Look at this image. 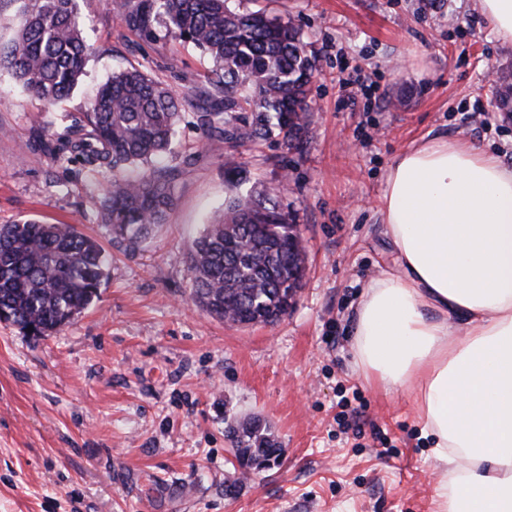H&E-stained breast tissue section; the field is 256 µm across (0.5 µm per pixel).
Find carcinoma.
<instances>
[{
	"label": "carcinoma",
	"mask_w": 512,
	"mask_h": 512,
	"mask_svg": "<svg viewBox=\"0 0 512 512\" xmlns=\"http://www.w3.org/2000/svg\"><path fill=\"white\" fill-rule=\"evenodd\" d=\"M15 37L0 45V64L49 104L67 99L79 82L89 45L78 0H18ZM122 26L144 36L165 19L166 35L191 42L215 63L212 86L224 91V111L198 112L209 134L256 143L272 133L300 149L312 106L309 86L317 55L289 20L262 10L232 9L228 0H118ZM494 98L512 112V78L501 76ZM87 124H72L41 140L54 160H79L110 175L99 205L114 233L130 241L164 223L174 205L173 153L184 120L179 99L145 72L112 74L98 88ZM285 187L238 191L205 225L188 253L192 299L231 324L278 320L293 307L294 273L305 264L295 217L280 203ZM106 256L75 224L24 218L0 224V313L27 335L47 337L99 297ZM240 466L277 458L282 449L253 424L234 430Z\"/></svg>",
	"instance_id": "1"
}]
</instances>
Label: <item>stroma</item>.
<instances>
[{"label":"stroma","mask_w":512,"mask_h":512,"mask_svg":"<svg viewBox=\"0 0 512 512\" xmlns=\"http://www.w3.org/2000/svg\"><path fill=\"white\" fill-rule=\"evenodd\" d=\"M232 5L292 19L317 54L302 149L210 139L192 115L224 104L212 59L121 27L106 0L80 5L93 52L67 100L47 104L0 75V224H75L107 259L98 300L54 335L0 322V512L433 510L446 474L411 397L363 380L355 313L366 285L394 267L376 202L399 151L463 139L512 165V119L489 87L490 75L512 74V43L498 40L478 0L434 10L423 0ZM130 67L168 86L186 115L167 160L175 205L136 244L100 223L99 177L39 143ZM477 101L488 123L462 127ZM283 180L308 264L297 303L271 325L220 321L191 298L188 249L232 184ZM355 392L357 431L339 419ZM246 422L283 454L229 494V430Z\"/></svg>","instance_id":"1"}]
</instances>
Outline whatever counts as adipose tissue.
Wrapping results in <instances>:
<instances>
[{
  "instance_id": "obj_1",
  "label": "adipose tissue",
  "mask_w": 512,
  "mask_h": 512,
  "mask_svg": "<svg viewBox=\"0 0 512 512\" xmlns=\"http://www.w3.org/2000/svg\"><path fill=\"white\" fill-rule=\"evenodd\" d=\"M377 212L396 268L356 310L362 377L413 391L448 468L433 512H512V167L430 140L392 159Z\"/></svg>"
}]
</instances>
